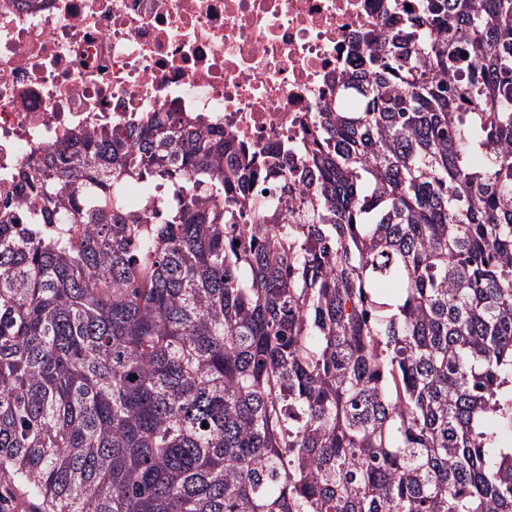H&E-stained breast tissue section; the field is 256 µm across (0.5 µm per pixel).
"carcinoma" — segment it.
I'll return each instance as SVG.
<instances>
[{
    "instance_id": "carcinoma-1",
    "label": "carcinoma",
    "mask_w": 512,
    "mask_h": 512,
    "mask_svg": "<svg viewBox=\"0 0 512 512\" xmlns=\"http://www.w3.org/2000/svg\"><path fill=\"white\" fill-rule=\"evenodd\" d=\"M430 9L322 113L297 205L199 119L18 175L0 471L43 512H512V0ZM139 180L193 194L145 224Z\"/></svg>"
}]
</instances>
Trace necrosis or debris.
<instances>
[{
    "label": "necrosis or debris",
    "mask_w": 512,
    "mask_h": 512,
    "mask_svg": "<svg viewBox=\"0 0 512 512\" xmlns=\"http://www.w3.org/2000/svg\"><path fill=\"white\" fill-rule=\"evenodd\" d=\"M425 0H0V199L21 201L34 170L67 134H127L137 119L203 117L212 134L265 160L254 192L294 199L319 177L308 154L325 102L353 112L368 31H395Z\"/></svg>",
    "instance_id": "obj_1"
}]
</instances>
